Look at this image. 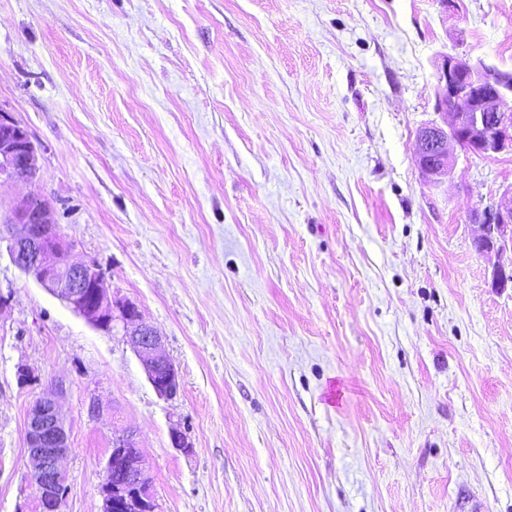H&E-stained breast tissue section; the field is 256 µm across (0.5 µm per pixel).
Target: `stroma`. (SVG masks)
<instances>
[{"label": "stroma", "mask_w": 512, "mask_h": 512, "mask_svg": "<svg viewBox=\"0 0 512 512\" xmlns=\"http://www.w3.org/2000/svg\"><path fill=\"white\" fill-rule=\"evenodd\" d=\"M444 53L512 71V0H0V110L40 168L0 223L47 200L181 383L1 257L0 512L36 510L55 383L64 512H103L122 430L157 512H512V253L469 222L512 153L422 177ZM30 475L38 512H64L67 486L60 467L70 451L64 418L54 393L35 401L27 416L25 435Z\"/></svg>", "instance_id": "stroma-1"}]
</instances>
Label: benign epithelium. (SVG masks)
Returning a JSON list of instances; mask_svg holds the SVG:
<instances>
[{"mask_svg": "<svg viewBox=\"0 0 512 512\" xmlns=\"http://www.w3.org/2000/svg\"><path fill=\"white\" fill-rule=\"evenodd\" d=\"M437 82L441 92L435 110L441 121L423 126L416 137L417 163L427 181L437 183L451 173L456 146L467 155L483 158L512 152V110L502 109L503 102L512 98L511 73L481 59L445 54L437 68ZM38 171V149L27 130L0 111V179L32 181ZM469 223L479 227L473 240L477 253L512 251V187L474 210ZM5 228L0 243H6L14 266L33 276L91 326L110 333L114 322L120 321L123 336L156 393L165 398L177 395L178 371L162 349L161 336L135 305L112 298L96 260L66 262L73 244L54 224L44 199L28 198L14 209ZM491 287L500 292L512 288V267L495 266ZM25 443L37 512H63L67 486L60 463L70 446L54 393L40 397L31 407ZM100 493L104 512H156L153 481L133 434L112 436Z\"/></svg>", "mask_w": 512, "mask_h": 512, "instance_id": "1", "label": "benign epithelium"}]
</instances>
